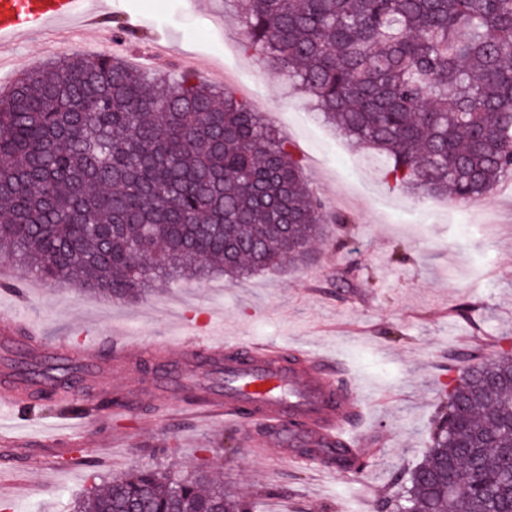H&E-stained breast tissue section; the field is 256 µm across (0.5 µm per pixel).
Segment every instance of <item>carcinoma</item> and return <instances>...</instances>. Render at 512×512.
<instances>
[{
  "label": "carcinoma",
  "instance_id": "obj_1",
  "mask_svg": "<svg viewBox=\"0 0 512 512\" xmlns=\"http://www.w3.org/2000/svg\"><path fill=\"white\" fill-rule=\"evenodd\" d=\"M246 45L418 195L512 180V0H229ZM327 223L287 140L210 84L73 55L0 93V262L114 301L180 276L231 280L307 257ZM36 401L66 387L52 364ZM512 353L453 379L395 512H512ZM123 401L82 399L84 418ZM74 512H252L205 472L144 468Z\"/></svg>",
  "mask_w": 512,
  "mask_h": 512
}]
</instances>
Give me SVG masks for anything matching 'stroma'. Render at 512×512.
<instances>
[{
	"label": "stroma",
	"mask_w": 512,
	"mask_h": 512,
	"mask_svg": "<svg viewBox=\"0 0 512 512\" xmlns=\"http://www.w3.org/2000/svg\"><path fill=\"white\" fill-rule=\"evenodd\" d=\"M95 24L76 42L50 34L0 49V91L24 71L79 53L123 57L136 69L217 85L287 139L317 200L333 216L301 264L237 281L175 278L118 302L44 283L27 267L0 265V313L32 323L50 344L95 343L126 328L133 344L184 349L181 319L195 340L240 336L263 345L305 344L337 359L366 406L364 468L347 477L281 459L275 446L242 444L214 414L189 408L184 391L169 410L91 419L52 407L0 416V504L8 512H73L95 486L151 467L208 471L259 512H376L428 454L436 415L459 354L512 350V181L479 202L417 198L387 182L369 151L352 146L287 77L242 48L224 0H93ZM136 17L126 42L116 24ZM164 44L159 61L146 60ZM484 207L493 233L470 230ZM13 282L21 294L4 290Z\"/></svg>",
	"instance_id": "1"
}]
</instances>
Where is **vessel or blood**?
Returning <instances> with one entry per match:
<instances>
[{"label":"vessel or blood","mask_w":512,"mask_h":512,"mask_svg":"<svg viewBox=\"0 0 512 512\" xmlns=\"http://www.w3.org/2000/svg\"><path fill=\"white\" fill-rule=\"evenodd\" d=\"M74 19L95 22L89 0H0V46ZM0 339L31 355L47 354L56 365L73 356L63 346L43 351L30 329L8 320L0 322ZM107 351L122 367L138 354L137 346L120 336L111 338ZM152 355L156 376L148 396L159 409L168 408L174 391L194 384L207 389L205 405L223 413L225 425L243 443L273 440L288 461L304 459L321 470L353 473L363 442L349 425L363 408L338 361L303 348L260 346L239 338L200 342L176 363L163 348H153ZM20 406L15 382L0 381V415L16 413Z\"/></svg>","instance_id":"1"}]
</instances>
